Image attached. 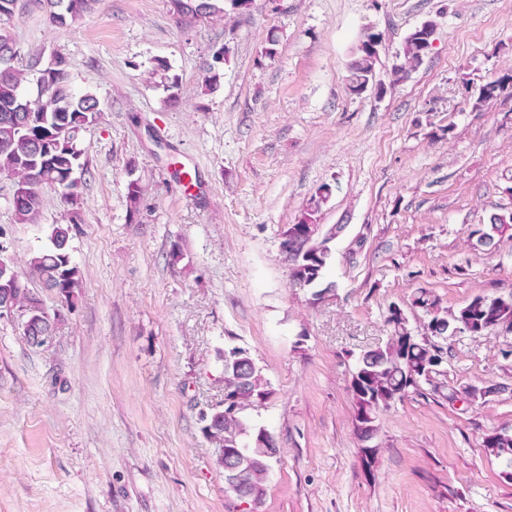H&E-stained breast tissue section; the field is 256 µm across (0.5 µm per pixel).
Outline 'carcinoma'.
<instances>
[{"mask_svg":"<svg viewBox=\"0 0 512 512\" xmlns=\"http://www.w3.org/2000/svg\"><path fill=\"white\" fill-rule=\"evenodd\" d=\"M48 20L55 27H67L91 11L95 0H43ZM242 0H170L174 15L181 20L200 18L220 21L226 5L236 7ZM434 25L427 21L405 39L397 62L391 69L392 81L407 78L423 63L432 47ZM380 34L363 29L351 51L344 81L353 94H361L378 83L376 64ZM0 54V173L12 182L14 190L24 192V201L13 207L19 224H37L44 207V190L53 189L70 206L67 224L52 226L48 247L29 261L30 272L43 285L62 298H73L80 287L79 267L69 253L72 225L79 223L77 210L81 176L87 172L83 153L77 148L79 133L97 121L102 109L93 96L75 93L70 85L65 58L58 54L44 67L34 63L25 68L14 56L3 60ZM505 89V81L484 85L472 102L482 109ZM329 187L321 186L312 196L299 220L288 225V236L297 249H307L289 265V281L303 286L308 302L326 300L336 283L326 277L333 259V242L344 225L325 226L318 222L322 206L328 201ZM476 244L490 251L505 237L512 238V213L495 214L476 230ZM12 263L0 259V298L8 300L23 317L22 336L30 341L38 330L51 335L55 320L40 300L18 282ZM412 306L429 318L424 337L412 333L409 319L385 317L390 336L385 344L359 355L351 374L353 425L359 441L374 438L381 412L415 395L437 397L452 402L476 404L478 387L448 385V374L433 371L435 355L447 354L443 343L448 340V326H462L472 336L500 329L512 330V294L504 297L476 295L457 310L447 312L432 291L420 288ZM224 399L231 400L229 410L212 408L204 428L207 438L224 455L216 465L224 473V482L239 499L257 508L267 493V482L277 442L265 435L267 428L258 424L251 412L273 394L270 380L251 354L238 346L224 348ZM484 447L499 461L501 474L512 479V431L495 430L483 439Z\"/></svg>","mask_w":512,"mask_h":512,"instance_id":"obj_1","label":"carcinoma"}]
</instances>
